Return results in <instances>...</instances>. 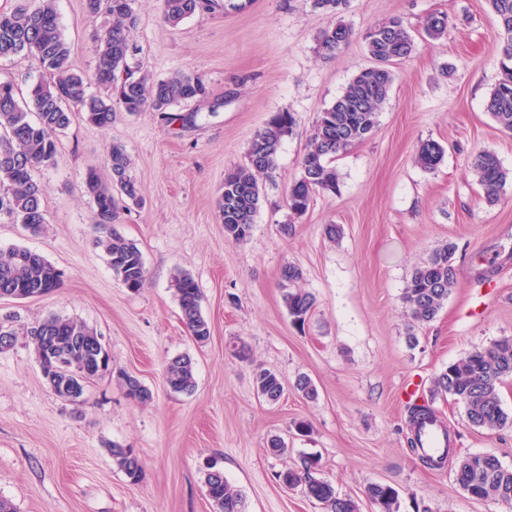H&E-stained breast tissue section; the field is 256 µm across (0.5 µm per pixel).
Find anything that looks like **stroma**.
Instances as JSON below:
<instances>
[{
  "label": "stroma",
  "instance_id": "35a3bbf8",
  "mask_svg": "<svg viewBox=\"0 0 512 512\" xmlns=\"http://www.w3.org/2000/svg\"><path fill=\"white\" fill-rule=\"evenodd\" d=\"M138 60L154 78L199 76L200 100L158 112L117 113L110 128L82 118L59 136L57 165L37 169L47 224L34 235L0 219V250L26 247L64 274L57 292L0 298V318L16 328L56 314L86 324L112 356V367L151 389L142 405L109 376L88 384L84 402L57 397L25 339L0 351V497L16 512H213L206 466L217 462L239 490L245 512H322L279 473L312 454L321 477L366 507L373 482L399 493L398 512H512V504L468 497L451 469L432 470L408 449L407 383H416L456 439V454L494 453L512 467V421L497 429L469 425L433 379L472 350L512 338V131L487 112L501 77L502 30L487 0H346L341 18L355 37L326 58L317 49L328 18L314 0H215L212 10L163 23L157 0H132ZM73 66L91 76L95 38L106 20L85 0H57ZM448 14L437 39L427 16ZM401 17L415 52L394 67V82L368 140L333 159L339 190L315 197L291 219L288 188L312 126L352 79L371 66L362 35ZM277 112L297 124L284 138L247 241L226 239L217 200L227 170L245 164L255 133ZM445 155L426 171L414 157L422 142ZM130 156L142 201L123 212L118 231L140 248L150 280L133 292L114 276L95 243L92 200L83 191L89 166L104 165L112 145ZM495 153L509 177L488 202L473 171L475 156ZM294 223L292 234L282 224ZM342 228L339 240L324 227ZM456 246V284L437 318L412 326L401 297L413 269L444 244ZM295 262L301 288L318 306L304 326L292 323L280 289L281 268ZM190 272L203 299L211 337L188 335L171 288ZM251 353L243 361L236 343ZM194 361L196 386L170 392L167 361ZM263 366L286 383L313 380L309 400L287 392L258 397L253 371ZM305 424L298 432L297 424ZM287 453H269L271 437ZM134 449L143 478L130 483L112 461V444Z\"/></svg>",
  "mask_w": 512,
  "mask_h": 512
}]
</instances>
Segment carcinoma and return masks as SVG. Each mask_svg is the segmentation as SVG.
<instances>
[{
  "label": "carcinoma",
  "mask_w": 512,
  "mask_h": 512,
  "mask_svg": "<svg viewBox=\"0 0 512 512\" xmlns=\"http://www.w3.org/2000/svg\"><path fill=\"white\" fill-rule=\"evenodd\" d=\"M86 2L91 14L108 20L107 29L95 45V67L89 79L72 66L75 48L62 34L56 0H36L34 5L20 0L11 12L0 13V59L32 55L42 69V76L27 84L24 95L14 81L0 80V217L23 225L34 235L41 233L46 224L43 191L35 172L57 163V137L75 117L108 128L119 110L129 114L146 110L167 112L205 94L204 84L197 76L177 73L156 80L130 63L136 51L130 32L137 21L132 0ZM345 2L314 0L315 8L330 17L318 37L319 51L325 57L335 55L354 35L352 28L339 18ZM488 5L498 18L503 39L499 48L501 77L487 100L486 110L502 128L512 131V0H488ZM211 7V0H159L162 20L173 28ZM447 26L448 13L437 11L427 16L424 30L428 37L439 38ZM363 39L374 65L359 72L336 101L318 115L300 161V176L288 191L291 221L281 225L286 235L293 232L294 219L308 211L315 195L338 191L339 178L331 166L332 159L374 134L394 81L393 65L415 50L413 36L396 16L368 28ZM90 82L102 93H88ZM295 125L293 113L273 114L250 142L247 162L225 172L224 193L218 198L217 208L228 240L239 244L250 236L261 203L259 178L274 173L282 140ZM444 154L439 142L428 140L420 145L415 162L425 170H434ZM131 169V159L124 148L114 145L105 169H87L84 190L94 204L92 225L97 233L96 244L108 256L116 278L128 290L137 292L149 281L143 254L115 227L121 210L141 200L140 186ZM473 169L486 199L496 201L507 181V172L498 157L492 152H481ZM455 251V245L448 243L414 269L402 296L413 323L433 321L447 302L455 285ZM280 278L288 315L293 323L305 324L316 309L317 298L298 287L301 268L287 262ZM62 283L63 273L41 254L24 247L0 251V295L7 293L17 299L43 297ZM171 287L190 336L198 344L207 342L211 327L201 313L202 292L198 282L191 273L180 271L173 277ZM25 335L38 359L41 337H58L67 354L53 372V386L59 393L62 386L77 381L78 371L87 361V351L71 346V337L93 336L95 332L76 320L49 316L27 328ZM509 376L512 377V338H503L448 365L435 377L434 391L463 404L470 425L496 429L509 420L499 395L500 383ZM254 379L258 396L267 401L276 402L285 392L281 378L269 369L257 367ZM164 380L174 393L191 391L195 386L192 358L187 354L170 358ZM116 382L125 396L136 403L145 404L153 399L151 390L138 386L125 371H118ZM110 454L131 482L141 480L143 469L138 456H130L116 444L110 448ZM317 471L318 460L304 457L298 466L280 473L278 478L319 502L325 512H359L357 502L340 495L330 481L317 476ZM454 481L474 499L512 503V468L503 466L493 453H468L457 458ZM205 484L215 512H243L242 495L223 471L208 466ZM366 497L372 512H397L399 494L390 485L372 483L366 489Z\"/></svg>",
  "instance_id": "1"
}]
</instances>
